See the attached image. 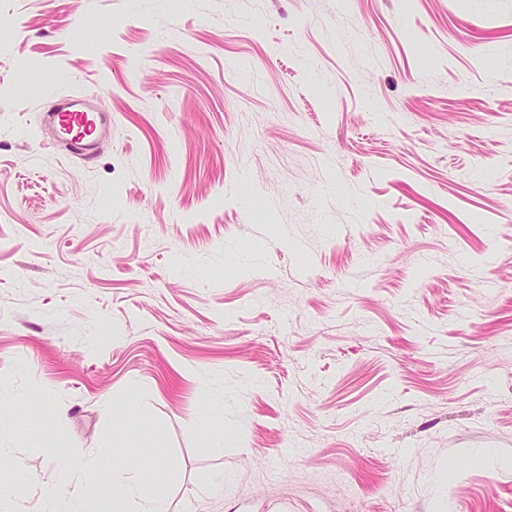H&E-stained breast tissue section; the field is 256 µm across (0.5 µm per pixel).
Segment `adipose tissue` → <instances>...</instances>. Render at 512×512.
<instances>
[{"label": "adipose tissue", "mask_w": 512, "mask_h": 512, "mask_svg": "<svg viewBox=\"0 0 512 512\" xmlns=\"http://www.w3.org/2000/svg\"><path fill=\"white\" fill-rule=\"evenodd\" d=\"M47 512H170V501L163 483L139 477L126 478L112 499L89 498L79 481L68 487L47 482L42 486Z\"/></svg>", "instance_id": "ef3b65f1"}]
</instances>
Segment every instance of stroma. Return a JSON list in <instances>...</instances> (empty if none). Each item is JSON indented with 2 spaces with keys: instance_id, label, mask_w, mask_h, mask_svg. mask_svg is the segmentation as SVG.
Segmentation results:
<instances>
[{
  "instance_id": "35a3bbf8",
  "label": "stroma",
  "mask_w": 512,
  "mask_h": 512,
  "mask_svg": "<svg viewBox=\"0 0 512 512\" xmlns=\"http://www.w3.org/2000/svg\"><path fill=\"white\" fill-rule=\"evenodd\" d=\"M0 427V512H512V0H0ZM69 107L64 112L47 113L52 122L68 126L72 131L77 130V136L82 147H91L105 131L107 119L89 101L82 98L65 99ZM112 500H92L81 483L71 480L66 490L56 482L42 485V497L48 512H170L165 485L147 482L141 477L126 478L118 485Z\"/></svg>"
}]
</instances>
